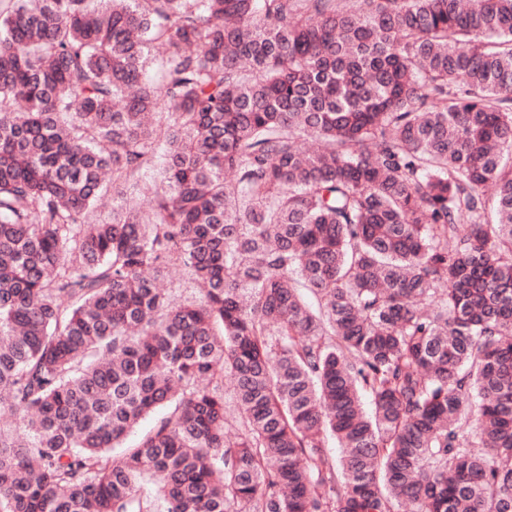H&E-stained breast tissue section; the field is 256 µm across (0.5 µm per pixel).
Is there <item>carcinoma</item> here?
<instances>
[{"label": "carcinoma", "instance_id": "carcinoma-1", "mask_svg": "<svg viewBox=\"0 0 512 512\" xmlns=\"http://www.w3.org/2000/svg\"><path fill=\"white\" fill-rule=\"evenodd\" d=\"M406 503L512 512V0H0V512ZM167 286L171 288L172 294L178 298H191L195 296L193 284L186 273L177 266H173L167 276Z\"/></svg>", "mask_w": 512, "mask_h": 512}]
</instances>
